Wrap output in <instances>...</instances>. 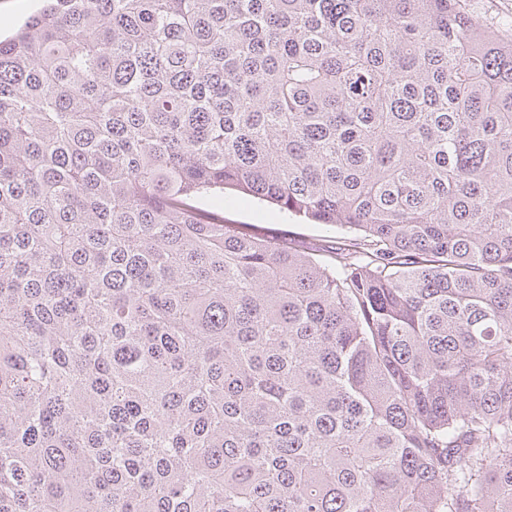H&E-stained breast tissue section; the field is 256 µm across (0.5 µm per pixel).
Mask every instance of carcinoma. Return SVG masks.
<instances>
[{"label": "carcinoma", "mask_w": 512, "mask_h": 512, "mask_svg": "<svg viewBox=\"0 0 512 512\" xmlns=\"http://www.w3.org/2000/svg\"><path fill=\"white\" fill-rule=\"evenodd\" d=\"M0 512H512V38L47 0L0 40ZM218 217H224V223L244 227L253 224L262 234L275 240L293 238L296 244L308 250L325 253L324 250L336 240V232L321 224H309L299 221L276 207L257 199L242 196L232 191L224 195V206L217 211Z\"/></svg>", "instance_id": "1"}]
</instances>
